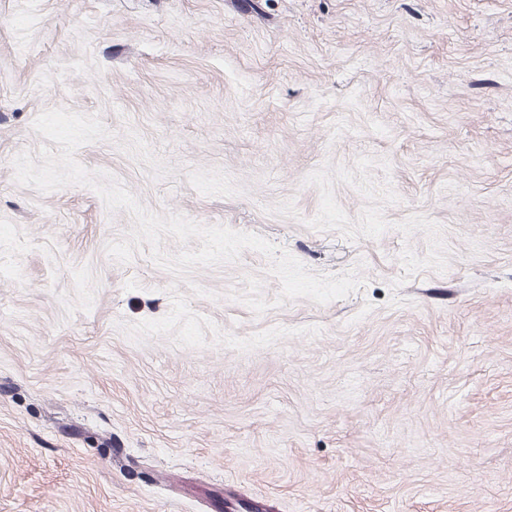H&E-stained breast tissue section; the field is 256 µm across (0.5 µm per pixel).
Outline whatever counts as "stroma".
I'll return each mask as SVG.
<instances>
[{"label": "stroma", "mask_w": 512, "mask_h": 512, "mask_svg": "<svg viewBox=\"0 0 512 512\" xmlns=\"http://www.w3.org/2000/svg\"><path fill=\"white\" fill-rule=\"evenodd\" d=\"M53 108L148 210L362 285L112 259L128 211L15 181ZM225 503L512 512V0H0V512Z\"/></svg>", "instance_id": "35a3bbf8"}]
</instances>
